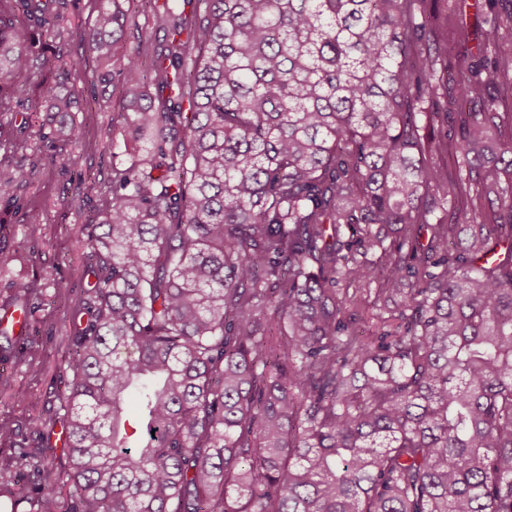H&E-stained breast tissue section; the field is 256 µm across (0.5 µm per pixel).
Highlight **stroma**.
I'll use <instances>...</instances> for the list:
<instances>
[{
  "label": "stroma",
  "mask_w": 512,
  "mask_h": 512,
  "mask_svg": "<svg viewBox=\"0 0 512 512\" xmlns=\"http://www.w3.org/2000/svg\"><path fill=\"white\" fill-rule=\"evenodd\" d=\"M437 8L454 42L483 20L511 13L512 0H439ZM119 110L118 94H98L93 111L75 115L86 131L83 145L65 147L56 163H42L16 202H0V300L13 295L11 283L20 278L37 280L45 300L21 343L41 364L40 373L9 359V344L0 337V423L18 426L32 417L48 428L55 421L49 399L61 387L59 367L68 355L63 326L88 282L81 228L112 176V120ZM33 209L41 215L35 225L27 221ZM23 395L37 398V405L20 403Z\"/></svg>",
  "instance_id": "35a3bbf8"
}]
</instances>
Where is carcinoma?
Instances as JSON below:
<instances>
[{
    "mask_svg": "<svg viewBox=\"0 0 512 512\" xmlns=\"http://www.w3.org/2000/svg\"><path fill=\"white\" fill-rule=\"evenodd\" d=\"M98 2L84 30L64 2L0 0L1 152L82 145L72 43L94 46L88 84L125 90L62 337L69 487L0 425V498L512 512V54L478 64L500 22L450 46L432 0H144L165 34L147 67L120 52L125 0ZM448 57L469 60L454 84ZM33 172L0 170V199ZM13 288L0 312L31 318L42 288Z\"/></svg>",
    "mask_w": 512,
    "mask_h": 512,
    "instance_id": "cac0c4a2",
    "label": "carcinoma"
}]
</instances>
